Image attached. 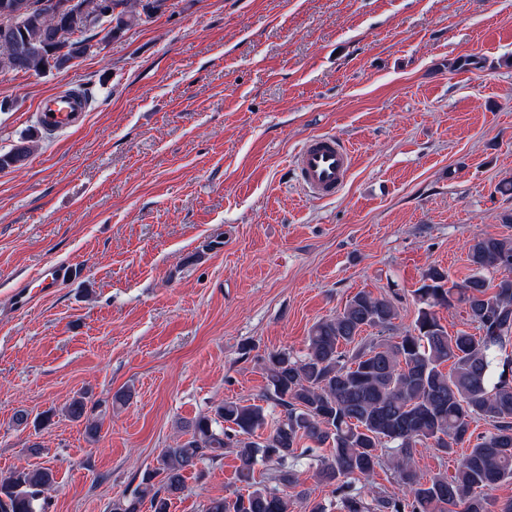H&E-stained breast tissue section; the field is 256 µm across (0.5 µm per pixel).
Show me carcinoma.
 <instances>
[{"label":"carcinoma","instance_id":"cac0c4a2","mask_svg":"<svg viewBox=\"0 0 512 512\" xmlns=\"http://www.w3.org/2000/svg\"><path fill=\"white\" fill-rule=\"evenodd\" d=\"M44 2L0 0V74L66 69L91 52L89 33L97 27L67 12L49 16ZM111 2L122 30L162 10L166 0ZM33 143L28 136L0 154V171L22 167ZM467 257L471 274L459 284L448 285L442 268L426 270L412 291L417 316L408 327L395 324L393 298L355 293L336 315L312 325L304 355L268 357L264 403L226 400L187 422L188 438L165 449L138 493L113 503L112 512H141L146 499L150 512H169L185 472L226 447L236 449L238 479L249 491L211 498L202 512H326L301 480L303 461L318 448L330 453L317 458L314 477L340 494V512H512V500L498 506L492 496L512 480V237L477 233ZM490 270L501 275L495 285L486 278ZM459 305L478 334H448L438 310ZM367 329L377 337L356 342ZM65 414L85 422L89 435L98 433L85 394ZM478 419L492 430L475 437L471 424ZM466 442L471 448L453 474L417 469V448L448 455ZM385 448L398 485L393 494L376 490ZM260 461L268 469L258 481ZM55 484L50 467L11 472L0 478V512H45Z\"/></svg>","mask_w":512,"mask_h":512}]
</instances>
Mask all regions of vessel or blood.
Returning a JSON list of instances; mask_svg holds the SVG:
<instances>
[{
    "label": "vessel or blood",
    "instance_id": "vessel-or-blood-1",
    "mask_svg": "<svg viewBox=\"0 0 512 512\" xmlns=\"http://www.w3.org/2000/svg\"><path fill=\"white\" fill-rule=\"evenodd\" d=\"M85 110L82 97L55 92L41 99L38 119L50 131L77 127ZM354 164L352 147L331 133L316 134L305 140L295 153L292 167L309 197L318 200L335 198L348 181ZM68 267L52 264L13 289L10 306L14 310L29 309L39 298L51 295L68 279Z\"/></svg>",
    "mask_w": 512,
    "mask_h": 512
}]
</instances>
